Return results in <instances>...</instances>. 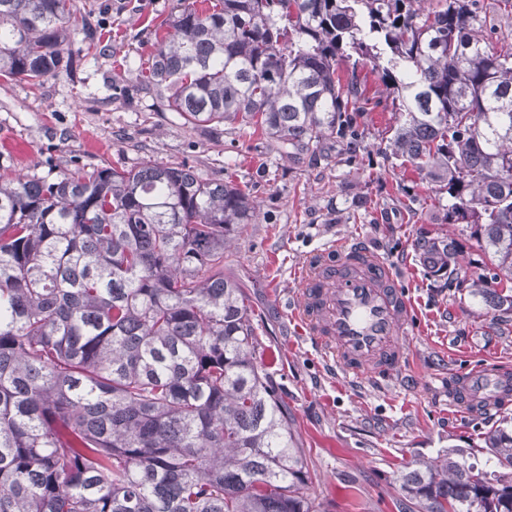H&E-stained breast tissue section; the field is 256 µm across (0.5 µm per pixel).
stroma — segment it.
I'll return each mask as SVG.
<instances>
[{
  "instance_id": "stroma-1",
  "label": "stroma",
  "mask_w": 512,
  "mask_h": 512,
  "mask_svg": "<svg viewBox=\"0 0 512 512\" xmlns=\"http://www.w3.org/2000/svg\"><path fill=\"white\" fill-rule=\"evenodd\" d=\"M75 4L77 20L97 24L100 46L88 52L75 33L71 68L36 92L0 78V171L185 162L249 190L259 215L231 234L224 274L243 288L261 361L293 418L308 495L321 512H411L405 467L479 448L502 416L512 417V408L464 415L448 403L449 374L489 359L512 363V321L497 322L471 300L483 254L465 225L448 220L447 195L386 152L396 119L377 72H357L365 105L354 115L353 149L339 137L302 152L237 124L191 128L142 79L176 0ZM436 235L460 254L454 280L421 258L419 241ZM358 237L388 262L416 314L410 365L378 382L347 378L290 316L299 267Z\"/></svg>"
}]
</instances>
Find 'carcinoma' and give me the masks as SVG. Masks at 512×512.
<instances>
[{"label": "carcinoma", "instance_id": "cac0c4a2", "mask_svg": "<svg viewBox=\"0 0 512 512\" xmlns=\"http://www.w3.org/2000/svg\"><path fill=\"white\" fill-rule=\"evenodd\" d=\"M177 0L148 83L191 127L309 150L349 136L358 66L390 90L392 154L448 190L488 258L470 289L512 312V46L480 0ZM73 0H0V76L70 65ZM252 197L188 163L0 174V512H318L257 357L228 236ZM451 276L448 239L420 245ZM407 467L421 512H512V418Z\"/></svg>", "mask_w": 512, "mask_h": 512}]
</instances>
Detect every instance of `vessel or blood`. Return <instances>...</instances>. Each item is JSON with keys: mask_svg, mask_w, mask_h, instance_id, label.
Returning <instances> with one entry per match:
<instances>
[{"mask_svg": "<svg viewBox=\"0 0 512 512\" xmlns=\"http://www.w3.org/2000/svg\"><path fill=\"white\" fill-rule=\"evenodd\" d=\"M299 286L295 316L346 375L371 381L403 366L411 304L396 276L370 250L357 242L326 247L303 267ZM448 401L472 413L512 407V367L483 363L449 376Z\"/></svg>", "mask_w": 512, "mask_h": 512, "instance_id": "1", "label": "vessel or blood"}]
</instances>
